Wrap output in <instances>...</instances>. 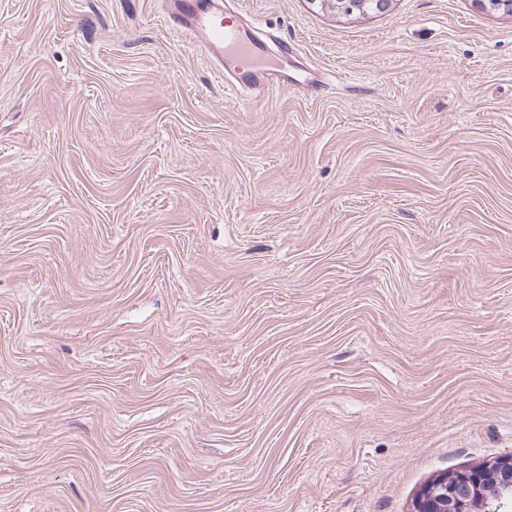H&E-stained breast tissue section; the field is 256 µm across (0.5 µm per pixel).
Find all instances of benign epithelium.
<instances>
[{"label":"benign epithelium","instance_id":"7a95c632","mask_svg":"<svg viewBox=\"0 0 512 512\" xmlns=\"http://www.w3.org/2000/svg\"><path fill=\"white\" fill-rule=\"evenodd\" d=\"M344 15L382 12L390 0H319ZM512 507V456L454 478L442 476L418 493L414 512H506Z\"/></svg>","mask_w":512,"mask_h":512}]
</instances>
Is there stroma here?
I'll use <instances>...</instances> for the list:
<instances>
[{"label":"stroma","instance_id":"1","mask_svg":"<svg viewBox=\"0 0 512 512\" xmlns=\"http://www.w3.org/2000/svg\"><path fill=\"white\" fill-rule=\"evenodd\" d=\"M0 0V512H411L512 455V14ZM169 16L171 24L185 32L194 42H201L216 61V71L221 78L234 76L228 88L241 90L270 86L267 71L272 66L263 65L267 42L255 35L248 37L240 25H224V15L214 7L213 0H173Z\"/></svg>","mask_w":512,"mask_h":512}]
</instances>
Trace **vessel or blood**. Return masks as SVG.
I'll list each match as a JSON object with an SVG mask.
<instances>
[{"instance_id": "obj_1", "label": "vessel or blood", "mask_w": 512, "mask_h": 512, "mask_svg": "<svg viewBox=\"0 0 512 512\" xmlns=\"http://www.w3.org/2000/svg\"><path fill=\"white\" fill-rule=\"evenodd\" d=\"M172 5L171 24L204 44L215 58L219 75H231V88L269 85L264 63L267 43L263 38L247 36L241 26L226 24L213 0H172Z\"/></svg>"}]
</instances>
